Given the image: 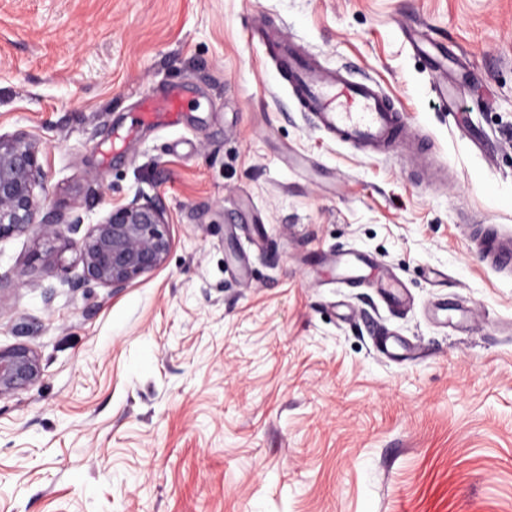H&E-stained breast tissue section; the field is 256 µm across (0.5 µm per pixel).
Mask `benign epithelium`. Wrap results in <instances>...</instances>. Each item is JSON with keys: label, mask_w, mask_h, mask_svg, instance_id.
<instances>
[{"label": "benign epithelium", "mask_w": 512, "mask_h": 512, "mask_svg": "<svg viewBox=\"0 0 512 512\" xmlns=\"http://www.w3.org/2000/svg\"><path fill=\"white\" fill-rule=\"evenodd\" d=\"M40 140L29 135L0 136V239L36 230L44 249L43 267L58 263L54 241L64 225L83 264L78 289L93 280L117 293L136 279L160 269L172 248L165 210L139 198L115 205L95 224L77 215L62 221L56 213L42 212L36 189L43 188L39 163ZM43 375L38 354L27 346L0 347V398L38 382Z\"/></svg>", "instance_id": "obj_1"}]
</instances>
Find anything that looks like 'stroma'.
I'll return each mask as SVG.
<instances>
[{
    "instance_id": "stroma-1",
    "label": "stroma",
    "mask_w": 512,
    "mask_h": 512,
    "mask_svg": "<svg viewBox=\"0 0 512 512\" xmlns=\"http://www.w3.org/2000/svg\"><path fill=\"white\" fill-rule=\"evenodd\" d=\"M255 29L376 82L443 180L320 129ZM172 84L181 123L113 150ZM19 133L45 210L155 202L173 246L115 294L0 240V346L43 369L0 399V512H512V277L463 229L512 227V0H0ZM336 252L376 266L350 284Z\"/></svg>"
}]
</instances>
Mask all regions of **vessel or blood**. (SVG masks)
I'll list each match as a JSON object with an SVG mask.
<instances>
[{"label":"vessel or blood","instance_id":"obj_1","mask_svg":"<svg viewBox=\"0 0 512 512\" xmlns=\"http://www.w3.org/2000/svg\"><path fill=\"white\" fill-rule=\"evenodd\" d=\"M283 72L305 112L336 140L364 151L383 153L400 146L425 157L421 134L406 123L393 100L371 80H355L341 71L316 66L297 45L281 43ZM184 94L171 86L164 95L148 96L137 123L180 122ZM469 244L493 270L512 274V232L495 224L473 225Z\"/></svg>","mask_w":512,"mask_h":512}]
</instances>
